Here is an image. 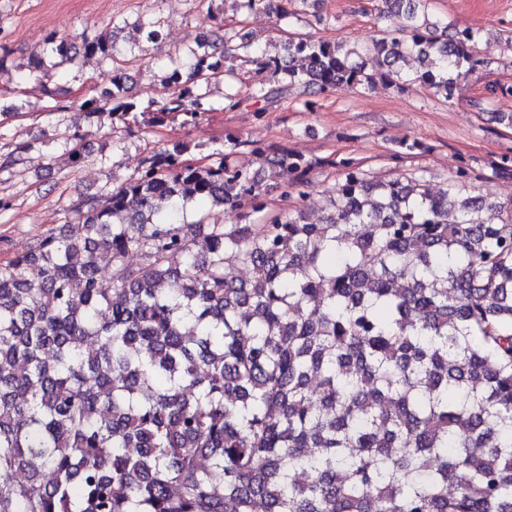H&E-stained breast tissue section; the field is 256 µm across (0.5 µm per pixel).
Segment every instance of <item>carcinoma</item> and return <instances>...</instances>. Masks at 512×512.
I'll use <instances>...</instances> for the list:
<instances>
[{"mask_svg":"<svg viewBox=\"0 0 512 512\" xmlns=\"http://www.w3.org/2000/svg\"><path fill=\"white\" fill-rule=\"evenodd\" d=\"M310 2L233 0L290 25ZM380 2L403 23L363 47L288 32L270 56L238 29L204 34L146 105L127 95L115 22L79 47L50 35L22 81L98 56L111 87L77 107L128 129L198 125L213 83L226 111L407 82L451 100L483 64L477 32L434 0ZM136 28L161 38L158 20ZM241 62L260 75L245 94ZM246 145L230 135L193 165L187 142L166 143L0 265V512H512V200L470 195L467 165L436 192L330 160L339 178L313 224L316 163L256 147L255 168ZM267 181L285 207L254 224ZM203 203L239 223H185Z\"/></svg>","mask_w":512,"mask_h":512,"instance_id":"obj_1","label":"carcinoma"}]
</instances>
